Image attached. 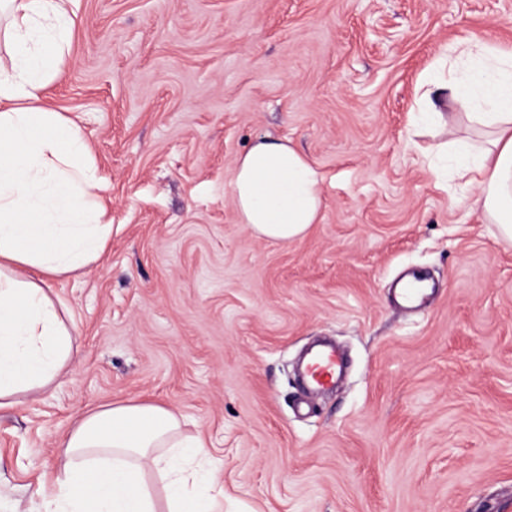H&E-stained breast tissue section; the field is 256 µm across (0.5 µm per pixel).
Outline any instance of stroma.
Returning <instances> with one entry per match:
<instances>
[{
    "label": "stroma",
    "mask_w": 512,
    "mask_h": 512,
    "mask_svg": "<svg viewBox=\"0 0 512 512\" xmlns=\"http://www.w3.org/2000/svg\"><path fill=\"white\" fill-rule=\"evenodd\" d=\"M45 109L107 182L112 237L50 279L78 351L0 408V512H45L59 440L133 400L212 451L223 512H512V245L438 180L417 84L465 41L512 48V0H76ZM324 177L323 221L287 246L240 224L230 182L258 139ZM438 285L410 313L407 269ZM320 337L349 368L305 396Z\"/></svg>",
    "instance_id": "obj_1"
}]
</instances>
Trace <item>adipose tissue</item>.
<instances>
[{"label": "adipose tissue", "mask_w": 512, "mask_h": 512, "mask_svg": "<svg viewBox=\"0 0 512 512\" xmlns=\"http://www.w3.org/2000/svg\"><path fill=\"white\" fill-rule=\"evenodd\" d=\"M0 44V407L47 389L72 358L73 323L48 294L47 276L77 273L102 255L112 224L99 203L103 177L78 128L37 105L62 73L78 17L73 0H4ZM464 70L440 58L420 79L450 93L465 125L448 127L449 173L475 189V204L512 243V50L461 49ZM323 177L286 140L257 141L234 164L239 221L287 245L323 220ZM62 469L46 512H217L198 491L207 443L160 405L114 403L81 417L61 441Z\"/></svg>", "instance_id": "adipose-tissue-1"}]
</instances>
